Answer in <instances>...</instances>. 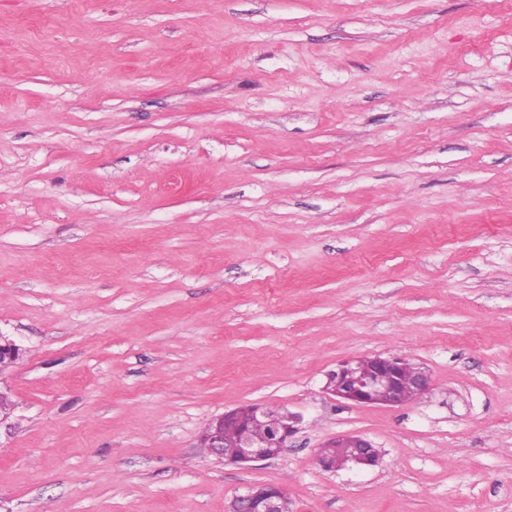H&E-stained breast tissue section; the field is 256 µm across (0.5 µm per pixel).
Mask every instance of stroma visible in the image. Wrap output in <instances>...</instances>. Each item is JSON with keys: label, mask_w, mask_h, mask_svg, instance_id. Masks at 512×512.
I'll return each instance as SVG.
<instances>
[{"label": "stroma", "mask_w": 512, "mask_h": 512, "mask_svg": "<svg viewBox=\"0 0 512 512\" xmlns=\"http://www.w3.org/2000/svg\"><path fill=\"white\" fill-rule=\"evenodd\" d=\"M0 334V512H512V6L0 0ZM377 354L429 393L325 391ZM250 403L281 456L203 455ZM430 372L422 365L400 357H355L341 361L327 374L325 390L359 406L399 407L415 401L431 387ZM412 391L406 393V388ZM241 407L224 411L210 420L198 439V448L204 454L208 451L209 456L227 465L248 467L253 462L278 457L287 448L289 440L301 429L303 417L299 413L281 411L276 407L258 403L244 405L247 410L243 413ZM276 410L282 412L280 423L262 438L269 426L278 422L274 418L268 425L262 424L268 423L272 411ZM257 422L262 423L253 427V433L258 437L255 438L250 427ZM233 424L239 427V431L235 439V428L225 429L229 446H233L235 442L234 447H230L232 450H228L224 428ZM321 448V451L329 453L333 451L336 453V448H338L347 461V464L340 466L336 456L319 452L316 462L322 470L327 472H335L347 467L350 468L347 470L374 467L381 462L382 454L379 448L362 434H339L330 438ZM228 512H290L284 490L274 484H256L236 495L228 505Z\"/></svg>", "instance_id": "1"}]
</instances>
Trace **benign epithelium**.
Returning <instances> with one entry per match:
<instances>
[{"label":"benign epithelium","mask_w":512,"mask_h":512,"mask_svg":"<svg viewBox=\"0 0 512 512\" xmlns=\"http://www.w3.org/2000/svg\"><path fill=\"white\" fill-rule=\"evenodd\" d=\"M20 348L9 338L0 335V368L14 363ZM432 379L422 365L400 357H355L341 361L327 374L325 390L345 401L359 406L404 405V391L411 388L421 396L429 391ZM274 408L266 404L247 405L246 411L236 407L212 418L198 439V447L226 465L247 467L259 460L278 457L288 447L289 440L299 432L303 417L299 413L282 412L280 423L262 439L253 436L250 427L266 423ZM237 425L235 445L227 449L224 428ZM325 448H337L346 459V467L363 469L381 462V451L372 440L362 434H339L330 438ZM228 512H290L284 490L274 484H256L235 496Z\"/></svg>","instance_id":"1"}]
</instances>
